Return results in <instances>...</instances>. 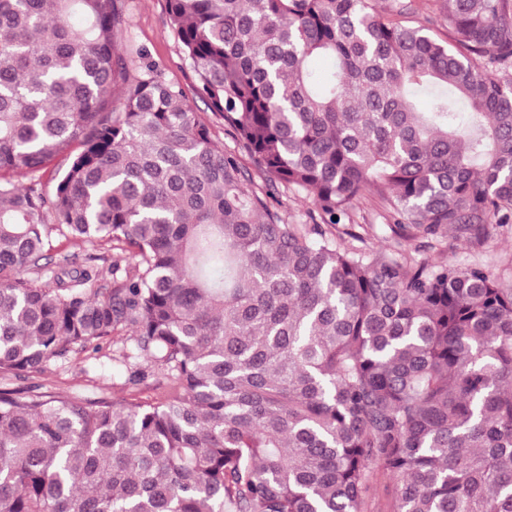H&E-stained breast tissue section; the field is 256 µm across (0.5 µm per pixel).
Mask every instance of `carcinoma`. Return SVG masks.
Instances as JSON below:
<instances>
[{"label": "carcinoma", "mask_w": 512, "mask_h": 512, "mask_svg": "<svg viewBox=\"0 0 512 512\" xmlns=\"http://www.w3.org/2000/svg\"><path fill=\"white\" fill-rule=\"evenodd\" d=\"M166 2L255 175L130 77L123 0H0V373L126 330L169 387L0 391V512H365L378 473L391 512H512V287L402 245L512 224V0H439L447 41L403 3ZM368 196L394 254L341 243ZM54 232L112 243V287ZM283 202V209L288 212V222L305 221L309 212L315 211L312 200L304 194H294L291 192L280 195Z\"/></svg>", "instance_id": "1"}]
</instances>
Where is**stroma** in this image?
Here are the masks:
<instances>
[{
	"instance_id": "obj_1",
	"label": "stroma",
	"mask_w": 512,
	"mask_h": 512,
	"mask_svg": "<svg viewBox=\"0 0 512 512\" xmlns=\"http://www.w3.org/2000/svg\"><path fill=\"white\" fill-rule=\"evenodd\" d=\"M127 22L119 42L128 54L144 52L148 62L156 64L165 79L177 82L186 93L194 91V75L184 57L181 45L170 26L166 0H125ZM410 252H422L433 263L453 261L466 264L484 262L495 276L512 284V224H491L482 245L467 247L455 236H447L438 250L420 251L418 241H411ZM85 261L95 257L98 279L89 285L91 291L110 287L108 267L112 246L106 242L89 243L78 239L54 238L51 256L61 261L64 256ZM123 339L116 336L104 341L100 348H76L65 356L51 359L38 374H0V389L21 390L41 395H68L79 399H154L165 389L162 377L154 376L133 385L122 359Z\"/></svg>"
}]
</instances>
